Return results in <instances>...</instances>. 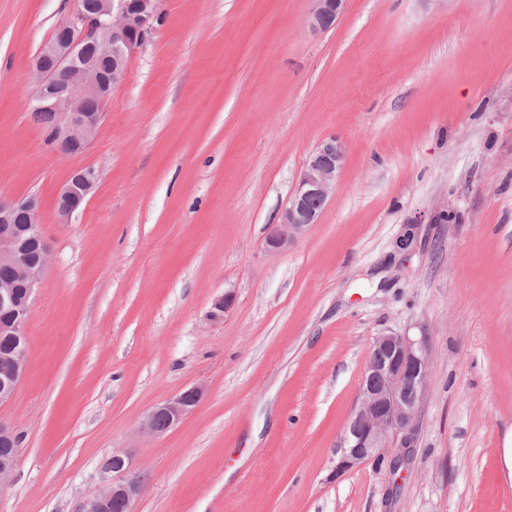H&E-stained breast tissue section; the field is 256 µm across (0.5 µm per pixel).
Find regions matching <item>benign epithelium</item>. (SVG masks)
I'll return each instance as SVG.
<instances>
[{"label": "benign epithelium", "instance_id": "obj_1", "mask_svg": "<svg viewBox=\"0 0 512 512\" xmlns=\"http://www.w3.org/2000/svg\"><path fill=\"white\" fill-rule=\"evenodd\" d=\"M308 26L313 31L332 28L345 9L346 0H311ZM158 19V0H96L88 11L77 0L65 24L68 36L51 39L40 50L39 84L34 110L53 114L47 132L52 144L65 155L84 152L103 121V106L122 83L134 55L143 46ZM109 49L110 80L103 79L91 55L96 47ZM345 162L343 142L336 137L321 141L304 164L288 206L279 222L271 225L266 243L273 249L287 247L306 227L317 223ZM99 173L92 167L74 170L60 187L58 216L72 219L95 194ZM40 200L35 196L0 200V267L9 276L0 279V336L13 345L0 353V406L10 403L26 366L25 329L33 297L39 289L49 259V248L38 220ZM25 213L29 225H16ZM430 336L388 332L376 337L366 363L355 409L340 443L336 474L385 457L391 448L402 456L411 447L417 415L428 393ZM204 389L193 386L149 410L145 430L164 432L180 423L197 406ZM18 453L0 459V485L14 474ZM100 492L83 502L78 512H109L122 503L128 507L139 497L144 475L124 451L100 465Z\"/></svg>", "mask_w": 512, "mask_h": 512}]
</instances>
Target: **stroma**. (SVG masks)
<instances>
[{
  "label": "stroma",
  "mask_w": 512,
  "mask_h": 512,
  "mask_svg": "<svg viewBox=\"0 0 512 512\" xmlns=\"http://www.w3.org/2000/svg\"><path fill=\"white\" fill-rule=\"evenodd\" d=\"M75 7L0 0V198H40L51 250L0 406L20 438L0 512H73L116 450L148 475L132 512H512V0H347L317 33L310 0H159L68 156L33 118L34 66ZM331 136L335 192L269 248ZM80 167L99 185L64 224ZM422 327L405 471L337 474L373 338ZM192 386L178 425L142 429ZM204 395V389L193 386L149 410L142 421L145 430L152 433L164 432L180 423L197 406Z\"/></svg>",
  "instance_id": "35a3bbf8"
}]
</instances>
